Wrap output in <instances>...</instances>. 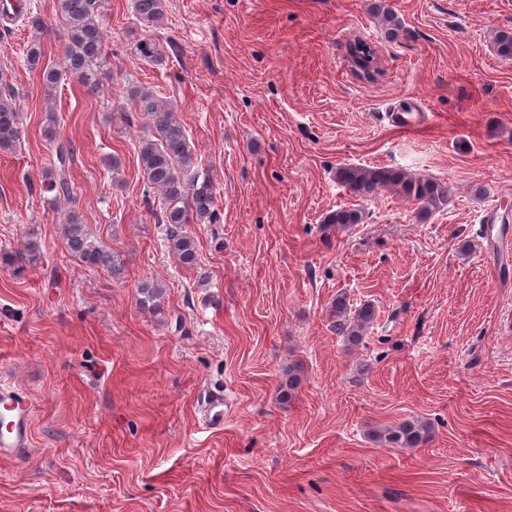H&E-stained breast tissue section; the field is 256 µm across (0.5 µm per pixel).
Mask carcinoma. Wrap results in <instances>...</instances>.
<instances>
[{
	"instance_id": "obj_1",
	"label": "carcinoma",
	"mask_w": 512,
	"mask_h": 512,
	"mask_svg": "<svg viewBox=\"0 0 512 512\" xmlns=\"http://www.w3.org/2000/svg\"><path fill=\"white\" fill-rule=\"evenodd\" d=\"M135 16L146 26L161 24L166 14V0H132ZM376 15L386 26L387 37L396 39L402 26L394 13L383 5L375 6ZM55 12L63 23V65L43 68V83L52 89L58 84L74 80L83 86L96 87L103 75L106 62L104 33L99 21L97 0H55ZM34 39L28 45L25 63L36 69L41 66L44 48L40 34L46 30L44 19L38 15L28 17ZM500 57L512 59V32L500 31L495 36ZM349 53L355 69L365 70L372 64L371 53L350 44ZM135 111L148 120L150 131L135 145L139 172L146 194H154L160 202L159 219L169 225L171 251L180 265L191 268L197 263L195 239L186 231L188 224H211L215 215V190L206 172L199 168L196 153L191 146L174 103L160 98L147 87H135L128 92ZM57 118L49 113L45 137L49 141V167L41 181L43 197L63 213L61 237L70 253L87 265L97 266L117 275L121 271L119 255L102 242L94 239L83 224L79 213L70 207L74 186L70 165L74 160V147L57 135ZM20 106L8 79L0 70V149L15 146L21 133ZM336 180L356 197H372L383 188H391L403 199L412 201L420 213L428 215L448 203L452 187L448 183L426 175H412L397 168H366L340 166ZM361 211L356 208H339L327 216L326 223L336 225L359 224ZM39 256L35 242L26 244L19 252L0 254V263L13 267L25 260L34 261ZM163 288L153 280H145L138 287L137 304L143 310L154 311L160 307ZM376 313L373 306L364 304L351 308L343 297L336 299L331 317L336 335L349 343L362 341ZM299 384V368L288 367L278 387L279 399L287 403ZM432 438L431 426L421 420L405 421L386 426L375 432L374 439L393 448H418Z\"/></svg>"
}]
</instances>
